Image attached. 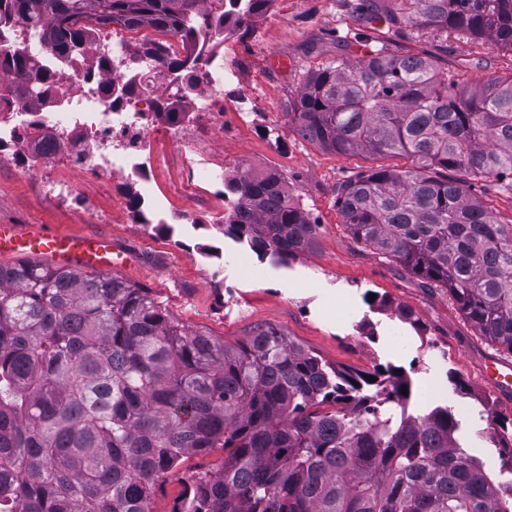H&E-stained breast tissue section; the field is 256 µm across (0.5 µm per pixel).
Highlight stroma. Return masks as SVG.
<instances>
[{
    "instance_id": "35a3bbf8",
    "label": "stroma",
    "mask_w": 512,
    "mask_h": 512,
    "mask_svg": "<svg viewBox=\"0 0 512 512\" xmlns=\"http://www.w3.org/2000/svg\"><path fill=\"white\" fill-rule=\"evenodd\" d=\"M352 2L272 0L265 13L224 38L230 55L247 61L236 100L245 109L259 101L262 112L253 122L230 113L232 134L206 137L203 148L227 175L246 167L256 173L272 169L286 179L319 225L316 247L290 266L253 254L240 262L241 246L225 236L223 225L207 221L223 210V199L184 192L189 150L163 127L154 138L157 184L174 209L195 210L197 225L138 223L123 203L128 188L117 179L72 176L74 191L88 206H64L41 175L6 160H0V225L109 237L132 257L121 277L149 288L188 330L244 344L258 329H274L333 364L360 372L380 366L402 371L412 383L409 412L452 407L468 453L497 481L507 457L481 438L488 422L479 410L485 401L499 416L512 418V391H492L481 369L494 360L511 365L512 355L481 336L446 289L357 243L335 205L339 184L379 165L405 167L407 159L333 153L302 141L288 123V105L311 70L337 58L353 63L361 57L356 36L365 27ZM404 49L440 54L443 69L470 85L512 74V52L455 32L444 43L422 34ZM404 309L417 326L401 320ZM458 381L464 393H456ZM223 458L220 448L184 457L157 490L156 508H172L192 475L216 468Z\"/></svg>"
}]
</instances>
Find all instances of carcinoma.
Instances as JSON below:
<instances>
[{
  "instance_id": "obj_1",
  "label": "carcinoma",
  "mask_w": 512,
  "mask_h": 512,
  "mask_svg": "<svg viewBox=\"0 0 512 512\" xmlns=\"http://www.w3.org/2000/svg\"><path fill=\"white\" fill-rule=\"evenodd\" d=\"M0 0V73L32 59L15 30L41 35L51 58L82 54L103 16L180 37L224 33L272 0ZM386 0L352 5L366 28L408 40L456 31L512 51V0ZM355 64L306 78L288 107L303 140L332 152L405 156L336 188L341 223L359 243L448 291L486 340L512 354V222L472 195L469 179L512 191V75L468 87L436 54H404L358 37ZM234 208L224 235L288 266L319 224L282 175L248 168L224 182ZM377 378L370 382L367 376ZM406 393H401V389ZM411 381L380 367L339 368L275 330L243 346L187 331L149 289L20 259L0 264V512H154L160 479L182 457L224 449L196 474L187 512H512L456 434L447 406L408 412ZM331 410L326 411L324 407ZM512 420L488 433L512 449Z\"/></svg>"
}]
</instances>
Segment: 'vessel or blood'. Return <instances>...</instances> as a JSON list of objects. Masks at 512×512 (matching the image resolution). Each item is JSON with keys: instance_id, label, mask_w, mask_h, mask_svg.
<instances>
[{"instance_id": "b4317fda", "label": "vessel or blood", "mask_w": 512, "mask_h": 512, "mask_svg": "<svg viewBox=\"0 0 512 512\" xmlns=\"http://www.w3.org/2000/svg\"><path fill=\"white\" fill-rule=\"evenodd\" d=\"M0 252L45 256L55 264L87 270L120 269L130 256L103 236H68L52 232L21 233L8 224L0 226Z\"/></svg>"}]
</instances>
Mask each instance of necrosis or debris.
<instances>
[{"instance_id":"necrosis-or-debris-1","label":"necrosis or debris","mask_w":512,"mask_h":512,"mask_svg":"<svg viewBox=\"0 0 512 512\" xmlns=\"http://www.w3.org/2000/svg\"><path fill=\"white\" fill-rule=\"evenodd\" d=\"M199 72L168 69L183 53L175 37L112 39L92 35L86 52L65 65L66 78L43 95L20 96L19 80L0 78V158H22L25 167L64 157L68 168L90 178H119L135 185L127 198L134 210L163 219L169 200L156 191L152 150L156 126L172 104L206 114L224 132V95L239 83L242 60L219 55L209 40L197 46ZM176 141L191 146L186 120L169 124ZM185 191L196 195L224 185L223 168L199 151L186 162Z\"/></svg>"}]
</instances>
